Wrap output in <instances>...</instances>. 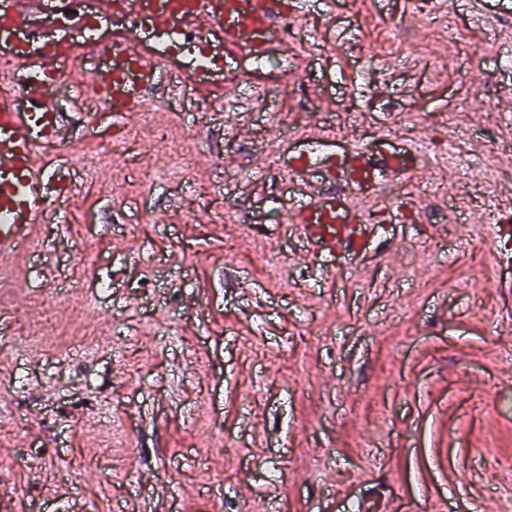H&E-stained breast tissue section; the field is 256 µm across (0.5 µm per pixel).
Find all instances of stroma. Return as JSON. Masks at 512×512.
Here are the masks:
<instances>
[{"label":"stroma","instance_id":"35a3bbf8","mask_svg":"<svg viewBox=\"0 0 512 512\" xmlns=\"http://www.w3.org/2000/svg\"><path fill=\"white\" fill-rule=\"evenodd\" d=\"M309 6L305 82L325 103L366 106L348 140L400 121L416 143H456L467 174L432 159L425 211L396 225L395 250L329 272L280 219L294 201L286 161L304 144L279 137V99L242 91L229 119L179 97L171 120L201 137L194 173L132 187L119 206L99 174L79 205L59 199L68 234L46 225L16 271L0 388L20 420L0 432V476L29 512H246L263 493L270 512H512V268L495 266L482 222L508 203L483 186L512 96V66L496 61L512 57V0H491L480 40L467 0ZM430 8L454 12L455 52L422 24ZM461 96L482 107L453 139L444 113ZM453 206L477 218L461 237ZM146 210L154 223H140ZM273 261L286 280L266 278ZM51 273L97 299L96 333L113 340L98 358L71 336L67 302L53 346L20 315ZM118 416L127 431L107 456Z\"/></svg>","mask_w":512,"mask_h":512}]
</instances>
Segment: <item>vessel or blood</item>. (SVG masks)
<instances>
[{
	"instance_id": "b4317fda",
	"label": "vessel or blood",
	"mask_w": 512,
	"mask_h": 512,
	"mask_svg": "<svg viewBox=\"0 0 512 512\" xmlns=\"http://www.w3.org/2000/svg\"><path fill=\"white\" fill-rule=\"evenodd\" d=\"M70 8L71 0H0V41L25 38L29 21L37 14L49 18L56 30L52 39L22 49L24 66L10 76L13 91L0 92V289L4 291L10 287L8 274L41 238L51 193L72 189L69 168H50L44 154L46 148L73 141L50 92L58 75L48 59L68 46L73 30H82L85 41L100 49L101 63L93 80L112 99L116 127L145 104L148 89L162 77L160 61L140 39L125 38L114 50L102 49L98 32L109 21L107 12L90 17L71 13ZM291 10L288 0H212L209 12L193 18L221 35L224 55L231 58L241 49L266 52L267 34ZM188 18L181 0H146L137 14L141 30L174 37ZM322 142L321 135H308L307 149L289 158L290 177L298 192L286 222L305 257L333 270L346 258L364 260L386 247L387 225L366 223L358 203L384 190L396 164L394 151L383 140L357 143L338 154L315 153ZM484 221L491 224L497 242V265L511 267L512 225L499 223L492 211Z\"/></svg>"
}]
</instances>
